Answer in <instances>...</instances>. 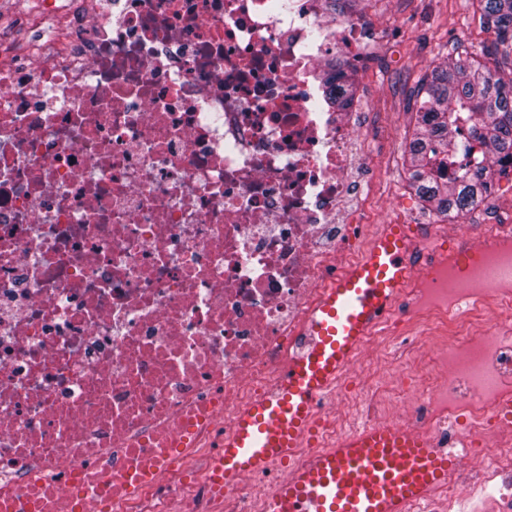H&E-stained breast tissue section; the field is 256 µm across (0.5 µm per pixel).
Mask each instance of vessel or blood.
<instances>
[{
	"label": "vessel or blood",
	"mask_w": 512,
	"mask_h": 512,
	"mask_svg": "<svg viewBox=\"0 0 512 512\" xmlns=\"http://www.w3.org/2000/svg\"><path fill=\"white\" fill-rule=\"evenodd\" d=\"M413 240L386 224L362 259L337 277L314 311L306 350L274 393L241 411L212 462L216 489L287 460L312 433L316 400L334 388L350 357L381 324L410 278ZM451 460L406 430L383 425L315 456L277 487L270 512H405L448 478Z\"/></svg>",
	"instance_id": "vessel-or-blood-1"
}]
</instances>
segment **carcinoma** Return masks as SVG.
Wrapping results in <instances>:
<instances>
[{
    "mask_svg": "<svg viewBox=\"0 0 512 512\" xmlns=\"http://www.w3.org/2000/svg\"><path fill=\"white\" fill-rule=\"evenodd\" d=\"M474 2L480 28L496 35V65L463 50L433 68L417 90L406 145L410 186L446 219L464 216L487 195L491 157H512V0Z\"/></svg>",
    "mask_w": 512,
    "mask_h": 512,
    "instance_id": "carcinoma-1",
    "label": "carcinoma"
}]
</instances>
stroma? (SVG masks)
Here are the masks:
<instances>
[{"instance_id":"obj_1","label":"stroma","mask_w":512,"mask_h":512,"mask_svg":"<svg viewBox=\"0 0 512 512\" xmlns=\"http://www.w3.org/2000/svg\"><path fill=\"white\" fill-rule=\"evenodd\" d=\"M349 7L386 34L372 46L366 65L351 73L357 96L374 114L367 129L371 143L366 169L372 221L437 223L430 205L408 180L404 152L416 123L414 91L434 67L453 57L458 43L495 66L490 52L495 34L473 20L472 0H351Z\"/></svg>"}]
</instances>
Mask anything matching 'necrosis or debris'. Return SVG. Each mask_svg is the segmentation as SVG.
Here are the masks:
<instances>
[{
	"label": "necrosis or debris",
	"mask_w": 512,
	"mask_h": 512,
	"mask_svg": "<svg viewBox=\"0 0 512 512\" xmlns=\"http://www.w3.org/2000/svg\"><path fill=\"white\" fill-rule=\"evenodd\" d=\"M326 0H30L0 21V512H265L376 425L456 466L408 512H512V225L416 234L409 288L287 462L214 496L237 413L369 245L370 114Z\"/></svg>",
	"instance_id": "4bbe7bcc"
}]
</instances>
